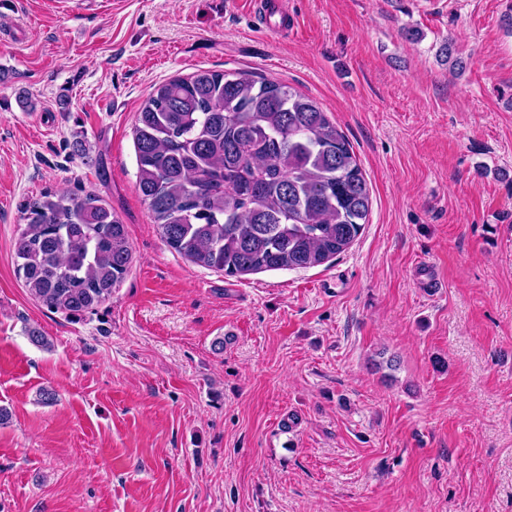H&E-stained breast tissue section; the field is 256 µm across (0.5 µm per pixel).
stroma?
<instances>
[{"label": "stroma", "instance_id": "35a3bbf8", "mask_svg": "<svg viewBox=\"0 0 512 512\" xmlns=\"http://www.w3.org/2000/svg\"><path fill=\"white\" fill-rule=\"evenodd\" d=\"M11 2L0 512H512V0H288L280 36L252 0ZM199 69L287 84L345 134L371 210L336 259L227 277L162 240L133 129ZM84 190L133 262L69 317L14 243L30 201Z\"/></svg>", "mask_w": 512, "mask_h": 512}]
</instances>
